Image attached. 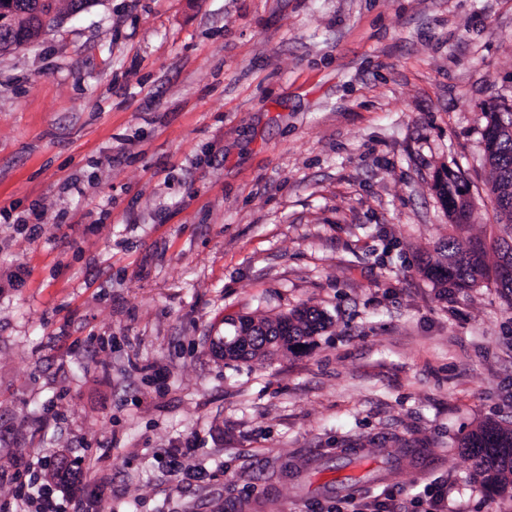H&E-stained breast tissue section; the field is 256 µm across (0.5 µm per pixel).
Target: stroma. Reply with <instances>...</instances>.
I'll list each match as a JSON object with an SVG mask.
<instances>
[{"label":"stroma","instance_id":"obj_1","mask_svg":"<svg viewBox=\"0 0 512 512\" xmlns=\"http://www.w3.org/2000/svg\"><path fill=\"white\" fill-rule=\"evenodd\" d=\"M512 106V0H100L0 53V512L50 460L91 512H330L445 487L512 512L462 433L512 422V301L422 274L482 112ZM22 282H15V275ZM318 309L306 346L210 350Z\"/></svg>","mask_w":512,"mask_h":512}]
</instances>
